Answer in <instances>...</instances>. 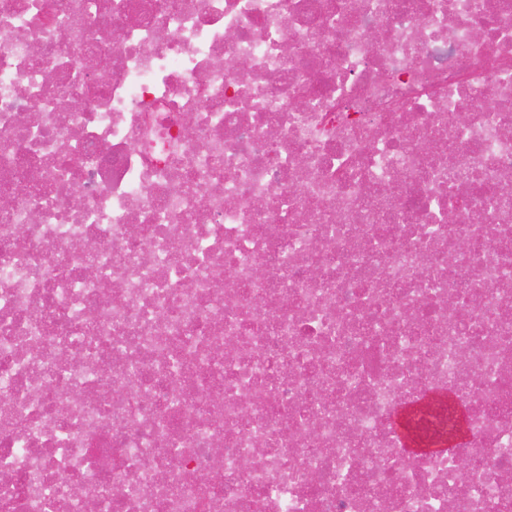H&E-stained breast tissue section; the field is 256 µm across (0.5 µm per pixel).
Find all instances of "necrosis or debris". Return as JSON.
I'll list each match as a JSON object with an SVG mask.
<instances>
[{
  "label": "necrosis or debris",
  "mask_w": 512,
  "mask_h": 512,
  "mask_svg": "<svg viewBox=\"0 0 512 512\" xmlns=\"http://www.w3.org/2000/svg\"><path fill=\"white\" fill-rule=\"evenodd\" d=\"M82 2L0 0V512H512V0ZM430 407H433L430 409ZM436 408L445 410L444 404L438 399H422L416 402L410 407L404 416L403 423L401 426L407 433H411L417 436L418 429L421 424L429 420V417L433 416V412Z\"/></svg>",
  "instance_id": "necrosis-or-debris-1"
}]
</instances>
